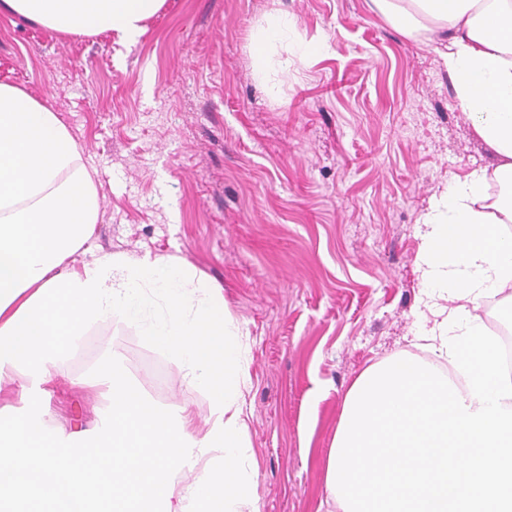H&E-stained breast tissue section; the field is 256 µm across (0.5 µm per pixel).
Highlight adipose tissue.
I'll return each mask as SVG.
<instances>
[{
  "mask_svg": "<svg viewBox=\"0 0 512 512\" xmlns=\"http://www.w3.org/2000/svg\"><path fill=\"white\" fill-rule=\"evenodd\" d=\"M370 2L407 37L441 32L457 99L496 155L493 169L472 170L431 200L417 256L425 311L416 345L465 397L438 325L460 306L474 314L487 298L512 301V235L501 230L512 223V199L485 193L492 180L512 186V0ZM165 3L0 0V10L133 44ZM293 26L281 11L259 20L256 70ZM99 214L94 170L53 108L0 83V380H12L26 403L0 419V512L12 501L25 512H259L245 438L247 357L222 288L175 253L99 250ZM101 324L135 329L159 348L207 395L208 417L147 399L108 361L92 376L74 374L68 360ZM89 388L105 412L66 431L49 395Z\"/></svg>",
  "mask_w": 512,
  "mask_h": 512,
  "instance_id": "ef3b65f1",
  "label": "adipose tissue"
}]
</instances>
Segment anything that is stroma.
Masks as SVG:
<instances>
[{"label":"stroma","mask_w":512,"mask_h":512,"mask_svg":"<svg viewBox=\"0 0 512 512\" xmlns=\"http://www.w3.org/2000/svg\"><path fill=\"white\" fill-rule=\"evenodd\" d=\"M368 2L167 0L134 44L0 15L14 85L52 106L96 171V245L180 253L223 288L250 361L261 512H336L324 479L343 399L411 348L429 201L495 165L437 35L408 38ZM272 10L296 31L260 74L249 35ZM106 358L149 399L208 416L135 330L92 328L70 367Z\"/></svg>","instance_id":"stroma-1"}]
</instances>
